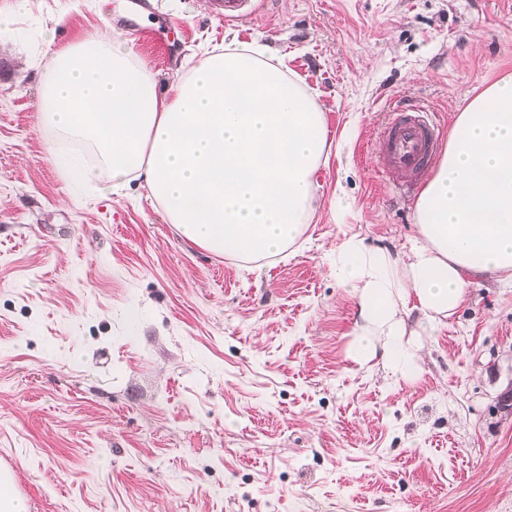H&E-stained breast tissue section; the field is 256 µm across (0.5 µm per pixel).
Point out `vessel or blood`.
Masks as SVG:
<instances>
[{"label":"vessel or blood","mask_w":512,"mask_h":512,"mask_svg":"<svg viewBox=\"0 0 512 512\" xmlns=\"http://www.w3.org/2000/svg\"><path fill=\"white\" fill-rule=\"evenodd\" d=\"M440 128L420 103L393 99L380 136L384 166L404 194L414 193L426 178L439 149Z\"/></svg>","instance_id":"obj_1"}]
</instances>
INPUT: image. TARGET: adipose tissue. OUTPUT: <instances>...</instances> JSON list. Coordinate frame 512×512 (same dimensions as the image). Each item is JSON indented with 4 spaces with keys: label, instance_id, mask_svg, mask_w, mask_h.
I'll return each instance as SVG.
<instances>
[{
    "label": "adipose tissue",
    "instance_id": "ef3b65f1",
    "mask_svg": "<svg viewBox=\"0 0 512 512\" xmlns=\"http://www.w3.org/2000/svg\"><path fill=\"white\" fill-rule=\"evenodd\" d=\"M41 128L80 145L62 170L113 196L143 181L187 241L244 261L282 254L303 235L326 158L324 112L280 58L229 41L204 50L168 89L124 42L100 31L51 49L36 98ZM400 256L356 235L331 273L357 301L350 358L413 379L418 312L428 326L462 306L470 278L512 285V75L457 113L415 204Z\"/></svg>",
    "mask_w": 512,
    "mask_h": 512
}]
</instances>
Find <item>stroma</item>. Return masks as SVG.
Here are the masks:
<instances>
[{
  "label": "stroma",
  "mask_w": 512,
  "mask_h": 512,
  "mask_svg": "<svg viewBox=\"0 0 512 512\" xmlns=\"http://www.w3.org/2000/svg\"><path fill=\"white\" fill-rule=\"evenodd\" d=\"M0 0V468L27 512H512V288L474 278L417 376L348 356L361 318L329 262L399 253L412 200L378 160L397 97L454 122L512 74V0ZM110 28L170 82L204 44L282 57L330 150L291 252L185 240L146 188L76 192L40 130L45 38Z\"/></svg>",
  "instance_id": "obj_1"
}]
</instances>
